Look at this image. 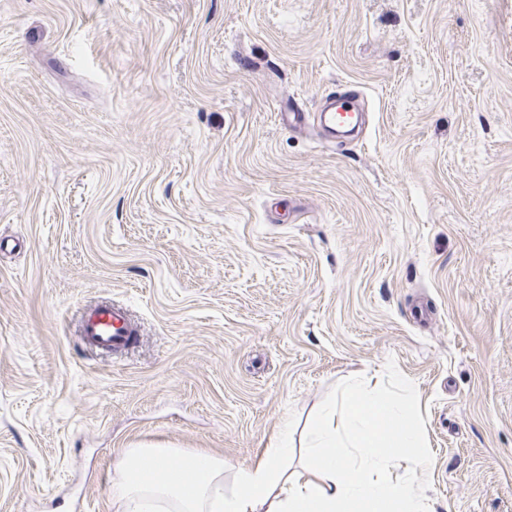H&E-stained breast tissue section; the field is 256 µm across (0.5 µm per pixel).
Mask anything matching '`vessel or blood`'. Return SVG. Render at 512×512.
<instances>
[{"instance_id":"obj_1","label":"vessel or blood","mask_w":512,"mask_h":512,"mask_svg":"<svg viewBox=\"0 0 512 512\" xmlns=\"http://www.w3.org/2000/svg\"><path fill=\"white\" fill-rule=\"evenodd\" d=\"M321 116L329 129L352 128L359 124L361 114L351 97H331L325 100ZM137 328L124 308L101 302L89 309L82 321L85 343L95 349L114 354L125 351Z\"/></svg>"}]
</instances>
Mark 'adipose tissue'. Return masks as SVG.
I'll return each instance as SVG.
<instances>
[{
  "mask_svg": "<svg viewBox=\"0 0 512 512\" xmlns=\"http://www.w3.org/2000/svg\"><path fill=\"white\" fill-rule=\"evenodd\" d=\"M416 403L409 388L390 397L367 381L353 386L340 407L320 410L307 426L313 473L283 469L293 451L284 434L237 467L229 494L222 457L126 448L112 496L123 512H428L418 482L428 456L411 423Z\"/></svg>",
  "mask_w": 512,
  "mask_h": 512,
  "instance_id": "obj_1",
  "label": "adipose tissue"
}]
</instances>
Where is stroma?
Listing matches in <instances>:
<instances>
[{
    "mask_svg": "<svg viewBox=\"0 0 512 512\" xmlns=\"http://www.w3.org/2000/svg\"><path fill=\"white\" fill-rule=\"evenodd\" d=\"M375 373L430 512H512V0H0V512H119L135 446L232 488ZM357 102L352 97L327 98L322 106L321 118L329 129L356 127L361 118ZM136 335V326L120 306L101 302L89 309L83 317L84 342L100 351L121 353Z\"/></svg>",
    "mask_w": 512,
    "mask_h": 512,
    "instance_id": "stroma-1",
    "label": "stroma"
}]
</instances>
